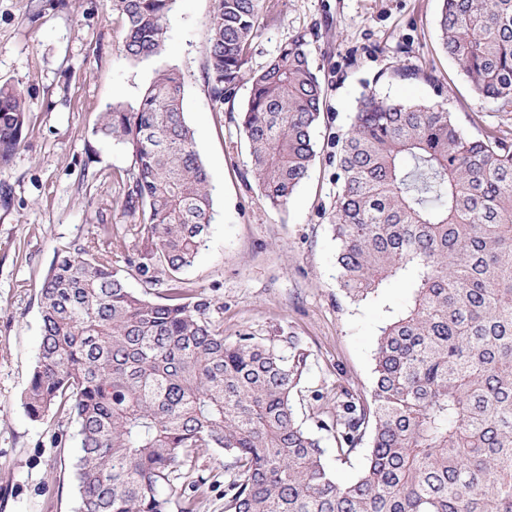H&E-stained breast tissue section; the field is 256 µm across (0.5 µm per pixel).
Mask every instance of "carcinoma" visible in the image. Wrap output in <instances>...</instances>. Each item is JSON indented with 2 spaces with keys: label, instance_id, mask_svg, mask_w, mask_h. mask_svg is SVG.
<instances>
[{
  "label": "carcinoma",
  "instance_id": "obj_1",
  "mask_svg": "<svg viewBox=\"0 0 512 512\" xmlns=\"http://www.w3.org/2000/svg\"><path fill=\"white\" fill-rule=\"evenodd\" d=\"M205 78L213 109L242 81L238 130L262 196L283 207L317 158L324 90L299 34L247 67L261 0H213ZM175 0H111L123 54H161ZM443 46L478 100L512 112V0H442ZM187 76L163 68L137 105H106L94 135L135 158L123 207L149 247L112 261V225L57 253L39 289L41 338L23 405L74 422L77 512H170L177 482L192 512L204 478L181 467L212 450L233 471L229 512H512V143L478 136L446 103L362 94L336 137L331 224L338 285L378 298L413 281V303L382 330L370 394L320 429L348 458L370 433L365 465L342 484L293 397L308 354L250 333L230 340L211 302L182 287L206 243L213 199L183 110ZM27 94L0 85V166L20 148ZM166 282L162 301L128 288Z\"/></svg>",
  "mask_w": 512,
  "mask_h": 512
}]
</instances>
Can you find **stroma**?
<instances>
[{
  "mask_svg": "<svg viewBox=\"0 0 512 512\" xmlns=\"http://www.w3.org/2000/svg\"><path fill=\"white\" fill-rule=\"evenodd\" d=\"M55 2L0 0V82L24 88L29 100L24 140L0 167V193L8 197L0 203V512H76L73 424L32 420L22 405L41 334L38 289L57 251L97 225H113L116 259L144 249L117 181L134 157L93 130L107 104L136 106L163 67L188 77L184 110L213 187L214 221L194 266L181 275L183 286L210 300L211 317L228 338L299 337L308 360L293 399L296 416L319 436L333 476L355 479L366 444L337 460L336 439L319 423L332 419L343 390L369 394L386 310L407 309L413 290L408 281H393L385 307L351 301L338 287L330 219L335 137L370 88L416 102L444 93L470 136L500 121L493 106L478 102L442 44L440 0H262L249 68L301 33L324 88V116L313 133L316 161L283 208L259 192L237 128L248 85L229 90L222 111L212 107L204 67L213 0H176L161 55L139 62L121 53L125 22L105 0H69L64 9ZM399 63L419 68L422 78L391 79ZM59 433L66 441L53 445ZM192 472L209 486L196 512H227L224 457L199 458Z\"/></svg>",
  "mask_w": 512,
  "mask_h": 512,
  "instance_id": "obj_1",
  "label": "stroma"
}]
</instances>
